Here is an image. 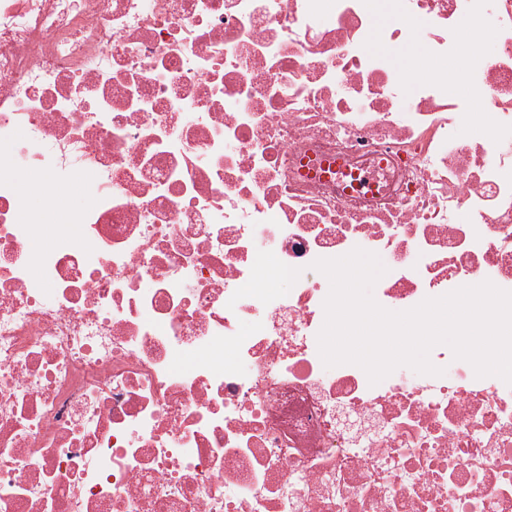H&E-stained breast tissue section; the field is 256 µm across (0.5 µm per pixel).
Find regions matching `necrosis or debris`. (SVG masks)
Segmentation results:
<instances>
[{"label":"necrosis or debris","mask_w":512,"mask_h":512,"mask_svg":"<svg viewBox=\"0 0 512 512\" xmlns=\"http://www.w3.org/2000/svg\"><path fill=\"white\" fill-rule=\"evenodd\" d=\"M384 9L0 0V512H512V386L318 352L319 258L512 290V0ZM261 250L302 275L233 300Z\"/></svg>","instance_id":"4bbe7bcc"}]
</instances>
